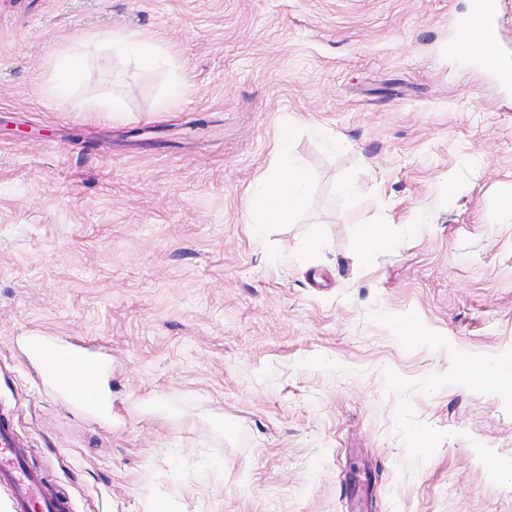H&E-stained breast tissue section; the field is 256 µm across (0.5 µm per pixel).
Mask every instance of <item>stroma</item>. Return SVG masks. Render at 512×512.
I'll return each mask as SVG.
<instances>
[{
    "mask_svg": "<svg viewBox=\"0 0 512 512\" xmlns=\"http://www.w3.org/2000/svg\"><path fill=\"white\" fill-rule=\"evenodd\" d=\"M469 2L0 0V413L49 494L512 512V385L461 367L512 366V96L448 51ZM119 29L159 63L113 53ZM112 98L127 120L78 109ZM289 123L307 204L260 224ZM34 332L105 346L111 410L37 377ZM110 41L112 49L131 54L142 67H153L160 59L158 45L138 30L128 29L112 33ZM83 66V56L79 46L74 47L66 55L64 64L56 70L53 78L52 90L64 92L71 79L83 70Z\"/></svg>",
    "mask_w": 512,
    "mask_h": 512,
    "instance_id": "obj_1",
    "label": "stroma"
}]
</instances>
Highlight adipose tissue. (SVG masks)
I'll use <instances>...</instances> for the list:
<instances>
[{
  "label": "adipose tissue",
  "mask_w": 512,
  "mask_h": 512,
  "mask_svg": "<svg viewBox=\"0 0 512 512\" xmlns=\"http://www.w3.org/2000/svg\"><path fill=\"white\" fill-rule=\"evenodd\" d=\"M307 175L299 165H289L267 180V191L260 199L250 200L249 212L259 213L264 223L277 224L306 204Z\"/></svg>",
  "instance_id": "adipose-tissue-1"
}]
</instances>
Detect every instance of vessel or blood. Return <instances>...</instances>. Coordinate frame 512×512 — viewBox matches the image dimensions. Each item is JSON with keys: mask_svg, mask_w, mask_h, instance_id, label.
Masks as SVG:
<instances>
[{"mask_svg": "<svg viewBox=\"0 0 512 512\" xmlns=\"http://www.w3.org/2000/svg\"><path fill=\"white\" fill-rule=\"evenodd\" d=\"M480 21L484 39L482 66L500 85L512 84V53L505 47L500 30L499 0H473L470 15L458 24L459 31H468L473 21ZM26 353L36 362L54 357L73 370L74 379L60 386L61 392L75 405L87 409H102L106 402L99 380L103 368V353L95 346L70 342L54 345L45 336L27 339ZM13 427L0 414V485L10 489L14 497V512H72L70 502L48 494L42 478L24 462Z\"/></svg>", "mask_w": 512, "mask_h": 512, "instance_id": "b4317fda", "label": "vessel or blood"}]
</instances>
